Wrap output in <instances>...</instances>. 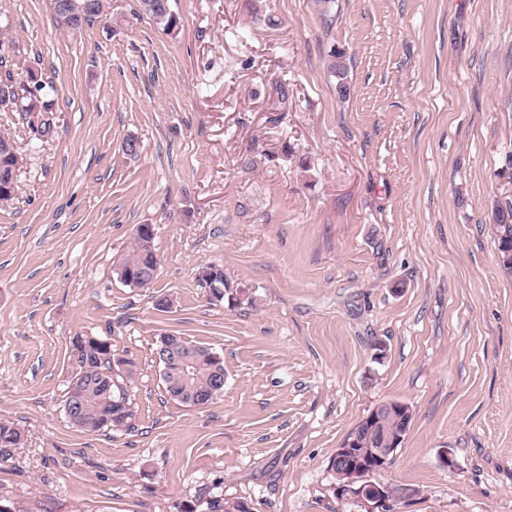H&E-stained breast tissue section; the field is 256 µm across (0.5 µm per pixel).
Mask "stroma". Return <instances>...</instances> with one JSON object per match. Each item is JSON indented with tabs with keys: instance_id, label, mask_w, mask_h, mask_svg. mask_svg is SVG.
Wrapping results in <instances>:
<instances>
[{
	"instance_id": "obj_1",
	"label": "stroma",
	"mask_w": 512,
	"mask_h": 512,
	"mask_svg": "<svg viewBox=\"0 0 512 512\" xmlns=\"http://www.w3.org/2000/svg\"><path fill=\"white\" fill-rule=\"evenodd\" d=\"M170 4L168 35L136 0L77 31L51 0H0L16 77L42 72L55 102L47 140L0 112L26 156L0 201V420L24 436L0 504L512 512V276L488 220L512 202V0ZM142 224L159 268L133 288L114 264ZM210 264L235 300L211 297ZM79 333L134 361L130 429L66 419ZM165 333L222 357V397H169ZM389 401L413 420L369 476L391 490L375 508L330 461Z\"/></svg>"
}]
</instances>
